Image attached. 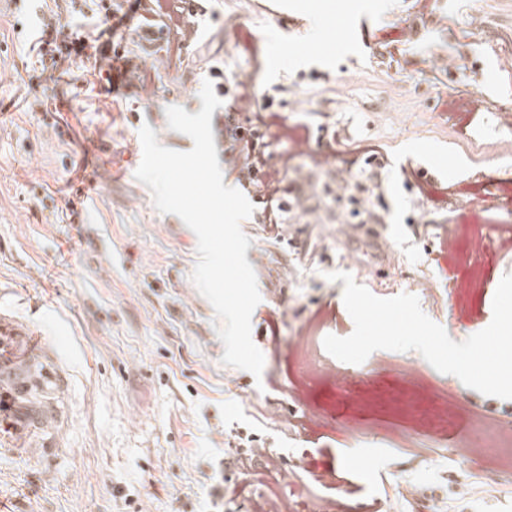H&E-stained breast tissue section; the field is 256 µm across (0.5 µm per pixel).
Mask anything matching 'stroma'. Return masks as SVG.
I'll return each mask as SVG.
<instances>
[{
  "label": "stroma",
  "mask_w": 512,
  "mask_h": 512,
  "mask_svg": "<svg viewBox=\"0 0 512 512\" xmlns=\"http://www.w3.org/2000/svg\"><path fill=\"white\" fill-rule=\"evenodd\" d=\"M194 4L196 52L156 71L147 95L131 77L109 86L85 54L40 61L30 51L66 25L135 52L143 17L119 28L101 0L65 10L0 0V308L65 329L0 425V512H252L254 499L289 489L316 505L336 499L339 512H424L427 496L445 512H512V445L465 465L448 453L460 433L480 445L481 422H512V400L414 351L378 350L355 365L323 346L354 330L343 281L327 278L336 271L382 298L416 295L454 341L489 325L512 273V0ZM52 65L53 82L42 73ZM216 69L225 95L212 127L270 111L260 148L284 170L283 196L305 199L275 237V202L237 183L238 152L219 154L224 185L254 207L241 229L261 295L258 377L222 364L214 309L191 280L197 237L135 178L142 125L162 146L192 148L166 109L197 113ZM241 81L260 91L254 111L233 109ZM479 93L497 111L452 105ZM426 184L445 191L431 200ZM454 224L457 237L444 239ZM485 225L497 233L483 242ZM472 278L479 289L459 301ZM410 368L446 385V434L416 431L392 409ZM36 408L49 415L27 455L14 454L10 430ZM246 436L278 470L256 464L245 481L236 459ZM312 468L325 483L311 481Z\"/></svg>",
  "instance_id": "35a3bbf8"
}]
</instances>
